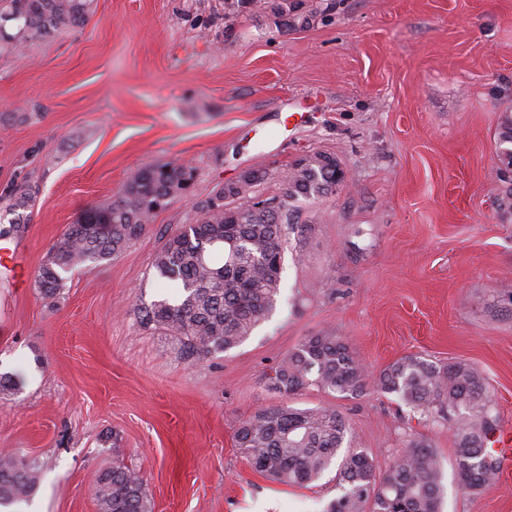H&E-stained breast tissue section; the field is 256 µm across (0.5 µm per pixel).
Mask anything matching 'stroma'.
<instances>
[{"instance_id":"1","label":"stroma","mask_w":512,"mask_h":512,"mask_svg":"<svg viewBox=\"0 0 512 512\" xmlns=\"http://www.w3.org/2000/svg\"><path fill=\"white\" fill-rule=\"evenodd\" d=\"M84 27L24 50L0 47V223L31 186L5 240L27 275L0 266V449L40 468V512H97L99 472L121 460L153 512H323L335 470L288 486L234 445L260 409L335 408L348 444L384 476L409 437L435 449L443 512H512V483L472 493L455 477L448 422L395 397L310 387L287 397L271 369L308 336L341 337L369 372L409 355L464 360L512 432V211L497 141L512 104V0H336L306 28L228 11L224 0H95ZM297 124H285L288 113ZM310 151L335 155L336 189L303 205L288 233L275 310L236 348L185 359L135 310L159 293L152 262L167 230L242 171L277 178ZM185 161L189 188L109 261L65 275L59 299L35 285L48 251L147 163Z\"/></svg>"}]
</instances>
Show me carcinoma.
<instances>
[{"instance_id": "1", "label": "carcinoma", "mask_w": 512, "mask_h": 512, "mask_svg": "<svg viewBox=\"0 0 512 512\" xmlns=\"http://www.w3.org/2000/svg\"><path fill=\"white\" fill-rule=\"evenodd\" d=\"M261 7L282 19L285 30L325 18L335 3L310 8L306 0H263ZM94 0H0V20L16 31L0 43L21 49L46 36L83 27ZM504 190L498 206L512 210V115H504L498 135ZM341 171L324 151L303 155L281 180V191L258 208L257 189L268 183L265 169H247L234 187L217 185L196 204L195 222L166 235L153 269L160 287L174 290L137 308L140 322L164 331L183 357L202 361L238 346L274 309L281 288L283 245L294 229L300 201L332 192ZM187 163L143 165L115 199L83 210L50 249L36 284L56 299L63 274L87 263L112 259L144 232L155 215L189 187ZM271 389L285 395L309 386L344 396L368 390L396 397L410 408L454 426L455 469L462 488L481 493L494 488L500 461L489 448L498 417L480 371L466 362L439 365L420 356L403 357L373 375L338 336H308L268 375ZM350 432L346 419L328 407L264 408L235 432L236 447L259 473L288 485H308L338 468L343 494L325 512H442V475L424 438L409 439L378 480L372 457L358 448L340 449ZM40 482V469L15 451L0 452V505L24 501ZM98 512H153L147 483L124 465L101 471L95 487Z\"/></svg>"}]
</instances>
